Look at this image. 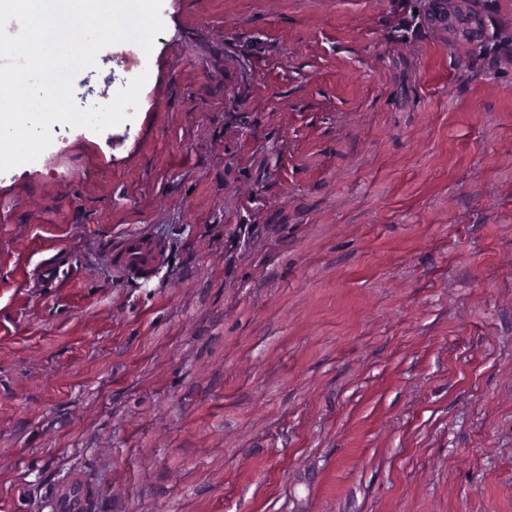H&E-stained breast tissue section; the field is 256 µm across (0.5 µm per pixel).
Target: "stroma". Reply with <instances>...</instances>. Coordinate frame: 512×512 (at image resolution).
<instances>
[{"instance_id":"1","label":"stroma","mask_w":512,"mask_h":512,"mask_svg":"<svg viewBox=\"0 0 512 512\" xmlns=\"http://www.w3.org/2000/svg\"><path fill=\"white\" fill-rule=\"evenodd\" d=\"M160 16L125 120L0 172V512H512V0ZM116 251L119 259L115 263V269L124 276L147 278L165 260L163 246L139 233L120 238ZM88 493L87 487L79 482L63 487L57 493L54 508L58 512H78L83 510Z\"/></svg>"}]
</instances>
